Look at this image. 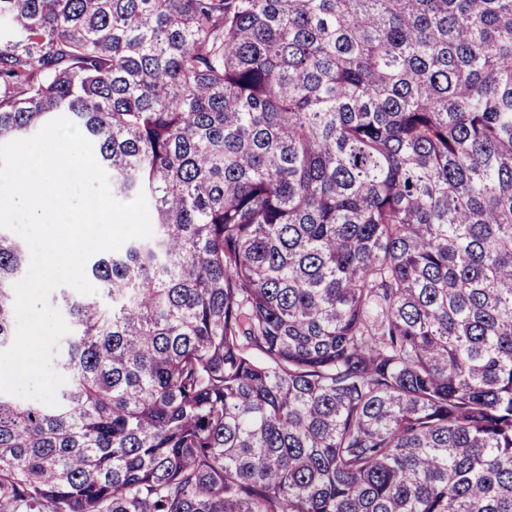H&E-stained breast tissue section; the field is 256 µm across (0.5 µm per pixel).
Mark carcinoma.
Returning <instances> with one entry per match:
<instances>
[{
    "mask_svg": "<svg viewBox=\"0 0 512 512\" xmlns=\"http://www.w3.org/2000/svg\"><path fill=\"white\" fill-rule=\"evenodd\" d=\"M154 235L58 288L0 512H512V0H0ZM26 247L0 228V351Z\"/></svg>",
    "mask_w": 512,
    "mask_h": 512,
    "instance_id": "cac0c4a2",
    "label": "carcinoma"
}]
</instances>
